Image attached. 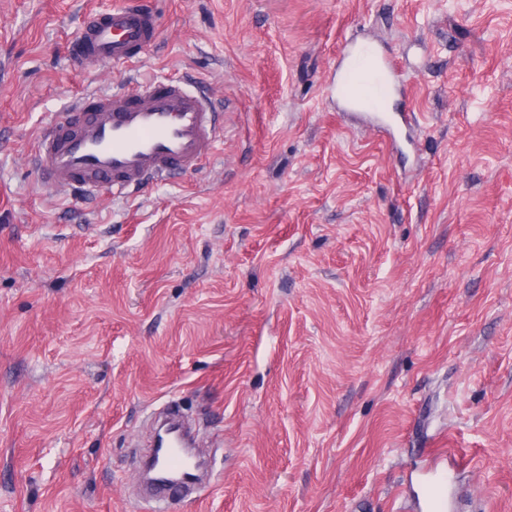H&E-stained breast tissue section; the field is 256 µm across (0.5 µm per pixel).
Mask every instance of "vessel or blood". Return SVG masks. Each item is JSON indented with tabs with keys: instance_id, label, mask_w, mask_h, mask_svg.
I'll return each instance as SVG.
<instances>
[{
	"instance_id": "b4317fda",
	"label": "vessel or blood",
	"mask_w": 512,
	"mask_h": 512,
	"mask_svg": "<svg viewBox=\"0 0 512 512\" xmlns=\"http://www.w3.org/2000/svg\"><path fill=\"white\" fill-rule=\"evenodd\" d=\"M158 34L154 13L131 5L87 18L71 58L77 64L123 65L143 53ZM332 76L343 100L357 99L382 113L386 102L406 96L408 86L391 59L349 41ZM217 114L185 82L153 76L128 92L90 93L41 133L34 161L51 188L115 195L173 173H191L218 149Z\"/></svg>"
}]
</instances>
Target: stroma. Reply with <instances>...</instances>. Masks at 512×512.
<instances>
[{"label": "stroma", "instance_id": "35a3bbf8", "mask_svg": "<svg viewBox=\"0 0 512 512\" xmlns=\"http://www.w3.org/2000/svg\"><path fill=\"white\" fill-rule=\"evenodd\" d=\"M123 0H0V512H149L152 414L212 479L170 512H413L464 454L512 512V0H140L135 63L67 46ZM371 41L413 91L402 153L325 86ZM183 77L214 158L121 197L44 186L69 101Z\"/></svg>", "mask_w": 512, "mask_h": 512}]
</instances>
